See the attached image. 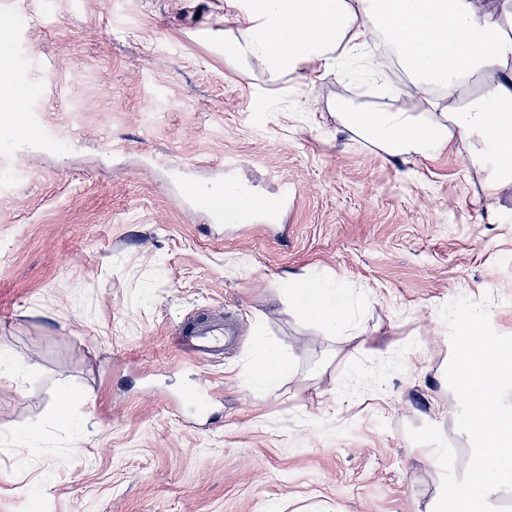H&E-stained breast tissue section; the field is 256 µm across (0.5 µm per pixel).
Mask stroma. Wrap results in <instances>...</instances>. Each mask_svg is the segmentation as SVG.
<instances>
[{"label": "stroma", "instance_id": "35a3bbf8", "mask_svg": "<svg viewBox=\"0 0 512 512\" xmlns=\"http://www.w3.org/2000/svg\"><path fill=\"white\" fill-rule=\"evenodd\" d=\"M14 84L41 145L0 144V512H432L437 427L471 443L439 315L488 300L512 335V186L487 209L464 144L391 157L337 120L371 107L348 67L274 80L226 61L224 0H0ZM234 180L294 194L279 225L228 229L181 195ZM346 292L338 328L289 278ZM210 313L238 341L198 375L215 406L174 410ZM276 385L254 380L262 352Z\"/></svg>", "mask_w": 512, "mask_h": 512}]
</instances>
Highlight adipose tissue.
<instances>
[{
    "instance_id": "obj_1",
    "label": "adipose tissue",
    "mask_w": 512,
    "mask_h": 512,
    "mask_svg": "<svg viewBox=\"0 0 512 512\" xmlns=\"http://www.w3.org/2000/svg\"><path fill=\"white\" fill-rule=\"evenodd\" d=\"M243 23L226 57L270 78L328 67L375 49L392 53L406 86L372 110L342 112L353 134L384 153L428 158L462 141L487 169L488 200L512 184V0H224ZM288 299L329 326L335 290L298 275Z\"/></svg>"
}]
</instances>
